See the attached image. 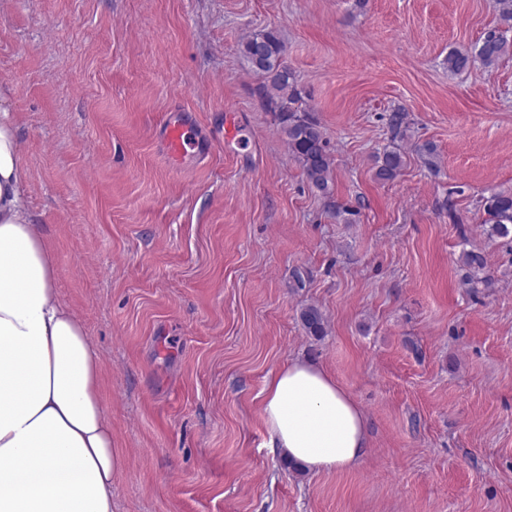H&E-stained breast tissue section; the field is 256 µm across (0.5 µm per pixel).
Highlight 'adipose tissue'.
Segmentation results:
<instances>
[{"label": "adipose tissue", "mask_w": 512, "mask_h": 512, "mask_svg": "<svg viewBox=\"0 0 512 512\" xmlns=\"http://www.w3.org/2000/svg\"><path fill=\"white\" fill-rule=\"evenodd\" d=\"M26 178L0 95V512H112L125 456L112 442L100 356L55 288ZM263 393L270 447L302 468L344 471L366 455L365 416L326 371L294 360Z\"/></svg>", "instance_id": "ef3b65f1"}]
</instances>
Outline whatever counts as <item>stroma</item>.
I'll use <instances>...</instances> for the list:
<instances>
[{
  "label": "stroma",
  "mask_w": 512,
  "mask_h": 512,
  "mask_svg": "<svg viewBox=\"0 0 512 512\" xmlns=\"http://www.w3.org/2000/svg\"><path fill=\"white\" fill-rule=\"evenodd\" d=\"M500 24L494 0H0L29 207L125 453L114 512H512V236L488 238L474 206L512 189V54L445 65ZM270 29L332 196L241 55ZM395 108L405 165L381 183ZM177 110L211 136L178 170L158 136ZM468 243L493 291L461 288ZM309 305L326 336L305 333ZM297 357L367 419L351 469L298 474L268 446L265 379Z\"/></svg>",
  "instance_id": "obj_1"
}]
</instances>
